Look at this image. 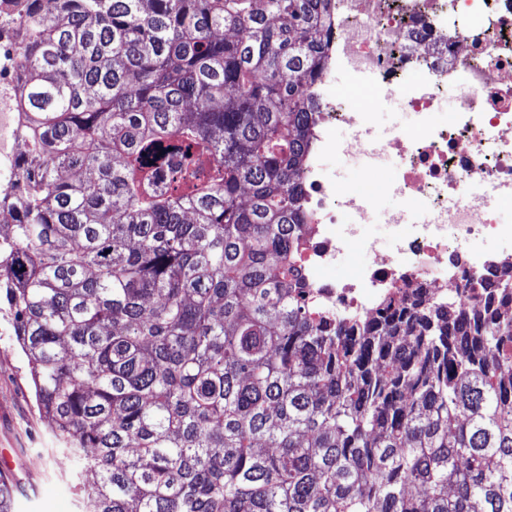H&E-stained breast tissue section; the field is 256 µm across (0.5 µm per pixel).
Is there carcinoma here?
<instances>
[{
  "label": "carcinoma",
  "instance_id": "1",
  "mask_svg": "<svg viewBox=\"0 0 512 512\" xmlns=\"http://www.w3.org/2000/svg\"><path fill=\"white\" fill-rule=\"evenodd\" d=\"M328 0H28L0 298L86 512H512V311L312 316Z\"/></svg>",
  "mask_w": 512,
  "mask_h": 512
}]
</instances>
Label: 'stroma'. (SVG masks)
<instances>
[{"label": "stroma", "instance_id": "stroma-1", "mask_svg": "<svg viewBox=\"0 0 512 512\" xmlns=\"http://www.w3.org/2000/svg\"><path fill=\"white\" fill-rule=\"evenodd\" d=\"M0 454L11 464L16 493L12 512H82L73 458L41 417L28 380L27 361L0 310Z\"/></svg>", "mask_w": 512, "mask_h": 512}]
</instances>
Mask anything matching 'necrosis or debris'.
Listing matches in <instances>:
<instances>
[{
    "label": "necrosis or debris",
    "mask_w": 512,
    "mask_h": 512,
    "mask_svg": "<svg viewBox=\"0 0 512 512\" xmlns=\"http://www.w3.org/2000/svg\"><path fill=\"white\" fill-rule=\"evenodd\" d=\"M23 60L0 40V192L11 191L25 148L24 116L14 79ZM370 87L397 100L410 122L378 134L372 113L348 110L328 87ZM458 85L445 122L440 90ZM306 94L312 148L300 177L302 245L294 262L315 316L337 312L369 322L398 291L426 305L458 309L512 307V254H475L478 240H512L501 218L512 199V0H331L324 60ZM349 137H336V127ZM353 158L374 169L394 163L393 179L362 194L336 184L328 159ZM398 198L385 208L382 197ZM388 229L387 242L366 233ZM354 250L370 261L350 277L329 276Z\"/></svg>",
    "instance_id": "obj_1"
}]
</instances>
